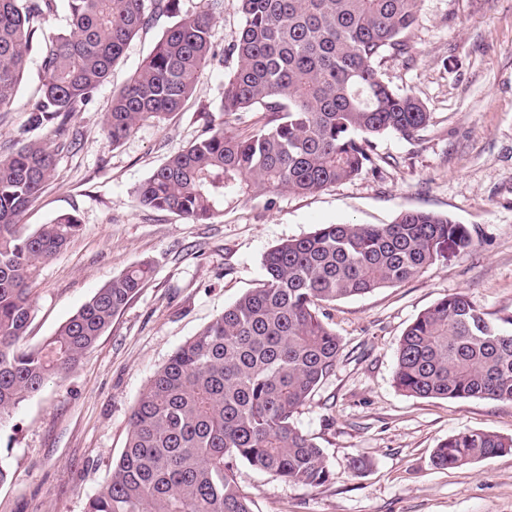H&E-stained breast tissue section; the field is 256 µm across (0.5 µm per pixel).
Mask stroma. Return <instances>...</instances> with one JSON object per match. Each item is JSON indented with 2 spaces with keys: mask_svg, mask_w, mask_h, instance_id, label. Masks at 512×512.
<instances>
[{
  "mask_svg": "<svg viewBox=\"0 0 512 512\" xmlns=\"http://www.w3.org/2000/svg\"><path fill=\"white\" fill-rule=\"evenodd\" d=\"M241 22L235 0H224L212 28L217 55L181 110L115 146L103 130L112 94L168 21L135 36L92 102L73 115L75 148L59 153L54 181L21 217L32 228L64 213L82 224L32 284L28 345L52 336L130 267L148 262L153 272L75 370L0 421V464L10 472L0 484V512H85L125 447L131 410L153 375L261 283L272 248L325 224H389L413 209L465 225L473 247L403 283L323 306L342 350L295 423L323 448L331 481L303 488L243 463L237 481L254 512H512V453L454 470L430 460L461 430L512 437V402L411 397L393 381L401 336L444 296L465 294L495 323L512 316V0H420L407 54L386 57L380 72L395 91L421 101L431 121L410 139L376 138V169L313 195L272 200L258 190L230 199L213 224L141 206L137 188L219 120L234 66L223 50ZM39 86L33 52L14 110L0 119L1 144L46 137L28 121ZM353 457L368 469L349 470Z\"/></svg>",
  "mask_w": 512,
  "mask_h": 512,
  "instance_id": "obj_1",
  "label": "stroma"
}]
</instances>
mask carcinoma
<instances>
[{"instance_id":"1","label":"carcinoma","mask_w":512,"mask_h":512,"mask_svg":"<svg viewBox=\"0 0 512 512\" xmlns=\"http://www.w3.org/2000/svg\"><path fill=\"white\" fill-rule=\"evenodd\" d=\"M66 28L46 23L57 0H0V113L11 111L27 56H40L31 126L41 142L0 150V419L53 378L79 366L151 273L112 278L38 346L24 344L39 267L79 235L69 213L31 229L22 214L55 176L74 139L67 122L91 100L141 30L169 19L149 56L112 97L104 131L117 145L143 123L177 112L215 58L211 27L224 0L182 12L181 0H66ZM242 25L228 44L222 118L138 188L142 206L196 223L224 216L225 197L309 195L375 166L373 139L412 138L431 120L396 92L381 62L404 55L419 0H237ZM258 110L246 136L228 125ZM473 245L468 228L406 210L391 224H326L280 243L265 279L188 339L150 380L129 418L125 449L86 512H253L241 463L284 482L320 487L332 471L294 417L330 374L341 341L320 307L411 279ZM511 328H505V325ZM395 386L419 398L512 402V317L489 321L465 295L443 297L401 337ZM512 453V438L459 431L434 448L433 467L457 469Z\"/></svg>"}]
</instances>
